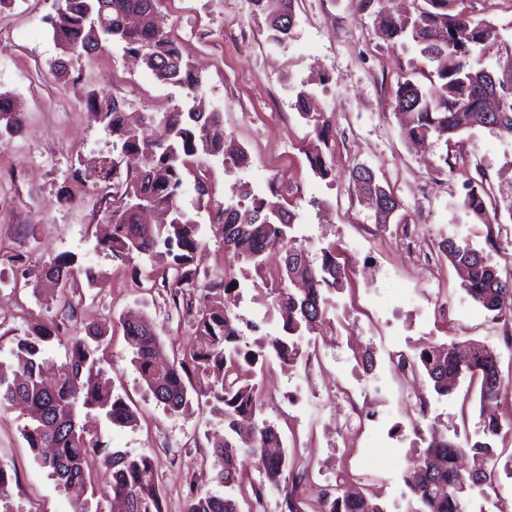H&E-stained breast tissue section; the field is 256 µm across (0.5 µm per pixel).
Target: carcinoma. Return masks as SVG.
<instances>
[{
  "instance_id": "1",
  "label": "carcinoma",
  "mask_w": 512,
  "mask_h": 512,
  "mask_svg": "<svg viewBox=\"0 0 512 512\" xmlns=\"http://www.w3.org/2000/svg\"><path fill=\"white\" fill-rule=\"evenodd\" d=\"M160 0H57L52 29L61 56L52 67L65 82H71L70 66L75 58L91 57L113 43L139 57L157 80L189 89L194 106L187 112L149 115L145 123L151 133H138L126 122L118 99L94 89L81 96L97 99L100 111L90 117L115 138L118 155L106 158L94 171L72 167L67 178L90 182L104 200L105 219L112 224L109 236L96 240L95 249L106 253L116 266H132L146 258L150 268L132 266V281L143 290L158 288L166 293L171 308L186 315L193 332L186 344L172 353L164 352L151 322L122 318L119 325L132 354V363L145 389L156 403L176 414L197 400L211 406L224 424V438L211 444L214 458L210 482L225 488L224 494L207 492L189 498L184 512H243L239 496L246 495L244 464L263 448L281 447L280 433L265 419H258L264 406L262 392L249 372L275 359L293 367L303 357L304 339L318 330L327 313L324 292L343 287L345 266L336 256V245L321 248V261L313 263L302 243L289 235L295 213L279 199L260 195L243 184L239 201L232 205L214 203L211 176L198 174L201 159H212L238 168L249 152L222 132H209L220 125L222 113L210 112L204 101L203 80L184 61L180 48L165 30L157 4ZM295 0H248L255 14L265 16L267 40L274 45L288 41L295 25ZM466 0H412L409 12L396 9L391 0H357L358 9L374 16L381 38L401 43L425 60L426 67L412 59L408 71L397 81L395 112L404 118L401 133L421 142L449 143L463 131L458 113L472 114L475 125L512 137V42H507L496 25L474 20L458 9ZM314 93L302 88L294 108L310 128L304 154L313 174L321 179L333 175V125L323 112L309 111ZM24 113L9 92L0 91V143L22 130ZM127 154L141 156L143 166L132 173L123 168ZM193 177L199 204L217 213L210 225L213 236L222 240L224 254L232 263L224 266L217 280L199 282L193 268L195 253L205 245L201 225L180 205L187 177ZM357 196L373 212L375 223L389 224L400 201L363 166L350 171ZM485 172L465 180L462 207L469 217L492 226L490 213L498 204L486 188ZM150 209L157 217L144 224L134 204ZM275 241L285 251L284 267L274 281L264 278L263 254ZM440 251L463 272L461 287L466 296L492 319L512 316V270L502 272L492 254L473 246L461 233L448 236ZM99 270L67 252L46 263L42 278L60 290L62 297L95 284ZM251 281L266 288L271 297L270 314L280 330L256 343L241 344L240 317L224 298L232 284ZM207 293L209 303L198 306L196 292ZM108 335L101 325H82L68 337L61 324L36 320L14 335L8 352L0 349V408L18 407L26 422L21 435L38 467L55 481L69 500L72 512H91L96 486L86 472L88 454L100 456L108 474L106 498L118 499L126 512H164L157 471L146 453L133 455L112 448L102 440L98 428L79 419V410L100 411L114 427L138 425L135 405L116 391L99 355ZM65 348V357L48 355L51 345ZM462 356L459 343H428L416 357L421 374L433 391L446 396L453 385L468 378L480 384V395L495 393L503 384L496 348L478 340ZM52 377L51 385L45 384ZM512 433V420L491 418L476 437L461 444L433 426L427 446L412 464L410 498L417 512H473V495L497 489L494 482L501 452L496 441ZM469 449L473 467L464 472L458 457ZM265 482L283 493L284 512H302L291 486L296 474L285 455L269 462L263 470ZM309 507L333 512H384L379 502L365 492L349 487L332 496L316 490Z\"/></svg>"
}]
</instances>
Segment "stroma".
I'll list each match as a JSON object with an SVG mask.
<instances>
[{
    "mask_svg": "<svg viewBox=\"0 0 512 512\" xmlns=\"http://www.w3.org/2000/svg\"><path fill=\"white\" fill-rule=\"evenodd\" d=\"M37 11V0H17L12 10L0 13V24L13 32L11 43L0 50V91L12 92L27 114L23 133L0 145V198L23 197L28 218L0 232V270H15L19 254L26 269L15 287L0 288V310L12 311L8 327L16 333L33 319L57 318L59 302L34 295L26 275L62 253H77L102 270L97 286L72 301L79 323H111L104 366L118 391L141 408L139 427L103 425L104 439L110 447L151 455L166 512H183L190 491L213 488L207 468L200 465V450L223 427L202 404L181 415L169 414L139 382L115 325L118 317L133 313L148 318L169 347L187 341L190 324L172 313L162 294L140 295L132 286L131 270H116L110 257L94 249L90 218L98 209L95 191L91 185L66 181L65 173L77 161L112 155L113 138L88 117L69 84L52 74L50 64L60 50L37 20ZM161 12L171 33L183 34V56L202 76L209 106L223 112L225 137L243 143L253 159L245 172L216 167L215 201L227 202L243 183L262 195L277 189L296 214L293 234L310 260L319 261L321 248L333 243L373 273L369 279L349 275L332 295L327 319L315 333L320 387L350 379L355 363L347 358L343 340L351 335L375 343L382 360L391 351L413 352L432 341H496L500 323L470 303L446 260L423 268L402 251L392 232L376 233L371 211L356 198L349 171L356 165L368 167L389 186L401 203L398 216L403 223L431 226L439 239L459 231L481 249L487 227L467 217L461 203L464 181L483 169L500 208V250L493 258L506 270L512 268V216L506 211L512 204V137L469 127L459 143L446 146L404 138L394 112V91L415 52L398 46L380 50L373 18L358 12L355 0H296V24L288 42L279 47L267 42L264 20L251 13L247 0H163ZM321 74L327 81L316 89L317 108L335 120L336 171L326 180L315 177L308 166V128L294 108L297 92ZM82 76L88 88L125 101L136 119L184 102L179 88L162 95L140 61L116 52L86 59ZM446 154L458 159L448 175L435 170ZM63 188L81 199L78 209L52 208ZM432 293L447 299L451 324L435 320L427 302ZM304 376L303 369L289 371L276 364L264 370L259 376L265 398L262 416L280 430L293 471L332 470L357 448L353 442L337 450L327 447L320 423L329 418L334 404L324 400L298 410L275 401ZM391 384L394 396L386 408L384 435L375 445L396 459L397 468L366 491L379 502L395 503V512H407L412 503L400 472L411 466L422 443L401 408L404 383L395 378ZM430 411L449 434L461 425L478 433L485 419L465 380L450 396L431 395ZM24 422L19 409L0 410V464L17 472L8 499L0 500V512H71L67 497L34 463L20 434Z\"/></svg>",
    "mask_w": 512,
    "mask_h": 512,
    "instance_id": "35a3bbf8",
    "label": "stroma"
}]
</instances>
